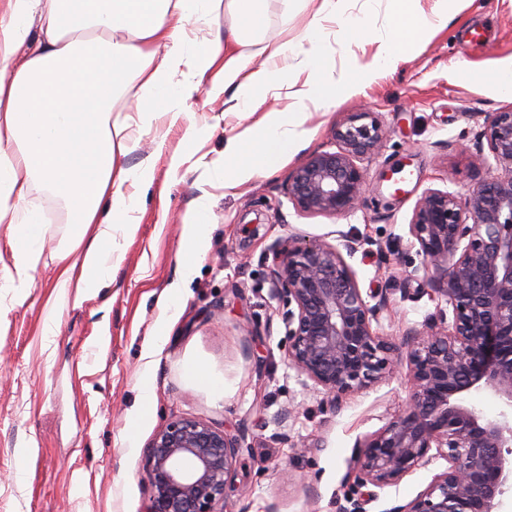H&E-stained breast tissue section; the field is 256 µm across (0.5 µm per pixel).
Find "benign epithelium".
<instances>
[{"mask_svg":"<svg viewBox=\"0 0 512 512\" xmlns=\"http://www.w3.org/2000/svg\"><path fill=\"white\" fill-rule=\"evenodd\" d=\"M486 140L498 175L467 192L429 189L408 224L410 247L433 268L435 291L451 308L426 331L411 329L408 406L357 445L359 498L366 512L372 485H396L428 462L448 468L405 506L390 512H499L512 491V109L486 118ZM385 130L374 112H354L333 132L335 150L307 155L288 181V198L306 214L346 215L369 193L360 162L379 153ZM271 245L273 295L286 305L288 361L337 403L385 379L399 348L373 329L387 303L363 293L346 257L356 250L342 233ZM487 388L501 406L485 418L466 399ZM243 453V438L205 422L178 419L145 453L148 512H222Z\"/></svg>","mask_w":512,"mask_h":512,"instance_id":"obj_1","label":"benign epithelium"}]
</instances>
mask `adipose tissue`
<instances>
[{
  "label": "adipose tissue",
  "mask_w": 512,
  "mask_h": 512,
  "mask_svg": "<svg viewBox=\"0 0 512 512\" xmlns=\"http://www.w3.org/2000/svg\"><path fill=\"white\" fill-rule=\"evenodd\" d=\"M207 10H200V2ZM269 0H5L0 6V224L6 225L14 267L0 273V288L24 287L47 235L41 218L25 212L35 186L55 192L86 245L58 276L59 296H93L105 287L116 248L113 225L134 237L133 192L150 187L155 159L137 169L119 165L136 150L159 114L178 121L198 92L199 79L216 70L213 86L228 92L253 123L224 145L223 187L231 191L270 170L295 146L292 115L306 101L349 92L371 67L351 63L343 81L323 65L324 23L342 0H304L311 14L304 37L312 52L289 66L295 51L265 39ZM232 17L224 42L211 37L219 12ZM427 23L397 26L374 58L393 67ZM267 53L254 66V47ZM136 86L123 118L113 119L115 97ZM286 95L287 110L270 97ZM205 206L184 223L187 256L171 297L194 273L193 258L206 234Z\"/></svg>",
  "instance_id": "obj_1"
}]
</instances>
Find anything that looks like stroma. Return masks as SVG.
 Wrapping results in <instances>:
<instances>
[{"mask_svg": "<svg viewBox=\"0 0 512 512\" xmlns=\"http://www.w3.org/2000/svg\"><path fill=\"white\" fill-rule=\"evenodd\" d=\"M436 0H344L341 16L370 21V39L350 44L326 21L325 63L343 76L352 57L372 61L401 20L433 19ZM300 0H270L268 41L308 49ZM512 68V0H454L448 19L395 67L376 70L349 94L299 114L300 146L270 172L227 192L218 171L226 139L250 125L226 110L204 75L177 123L159 121L163 145L145 135L126 168L155 156V180L136 193L139 224L112 256L110 286L59 304L55 283L75 226L54 194L37 187L49 241L20 289L0 288V512H147L145 450L169 422L195 419L242 437L245 452L224 512H345L356 491L355 444L380 430L410 397L408 364L339 405L288 363L284 307L271 294L272 243L343 233L359 240L349 257L363 288L386 289L375 329L403 343L444 303L431 269L408 244L413 209L429 188L466 191L493 175L475 161L486 117L512 108L498 70ZM377 113L387 137L363 161L372 193L347 215L304 214L287 184L301 158L333 147L351 113ZM202 130L187 136L190 125ZM183 156L172 168V156ZM207 197L208 240L181 298L168 302L185 255L182 222ZM419 271L410 294L389 288ZM170 324L156 341L160 324ZM151 398L140 405L142 386ZM285 413L277 424L273 417ZM432 458L377 492L368 512L409 503L446 470Z\"/></svg>", "mask_w": 512, "mask_h": 512, "instance_id": "1", "label": "stroma"}]
</instances>
